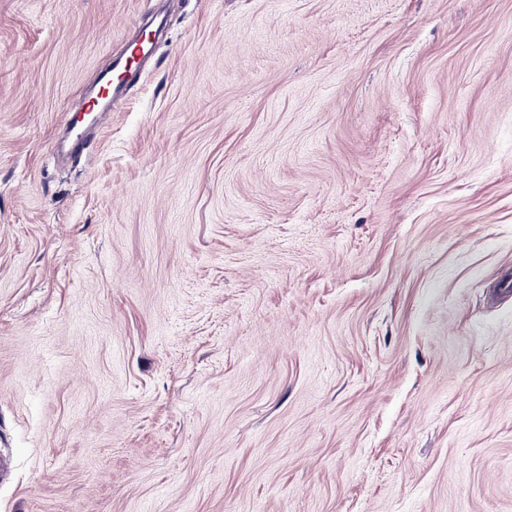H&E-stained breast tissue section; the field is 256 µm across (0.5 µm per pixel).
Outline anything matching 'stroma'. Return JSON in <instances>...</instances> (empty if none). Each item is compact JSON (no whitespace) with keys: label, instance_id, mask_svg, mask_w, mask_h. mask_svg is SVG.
<instances>
[{"label":"stroma","instance_id":"1","mask_svg":"<svg viewBox=\"0 0 512 512\" xmlns=\"http://www.w3.org/2000/svg\"><path fill=\"white\" fill-rule=\"evenodd\" d=\"M507 269L512 0H0V512H512ZM116 91V87L114 88L112 85V79L108 76L102 78L98 93L95 96L92 95H83L80 96L67 110L70 114L76 118L79 115L84 113L88 114L90 112H107L104 110L102 106H99L100 99H111Z\"/></svg>","mask_w":512,"mask_h":512}]
</instances>
